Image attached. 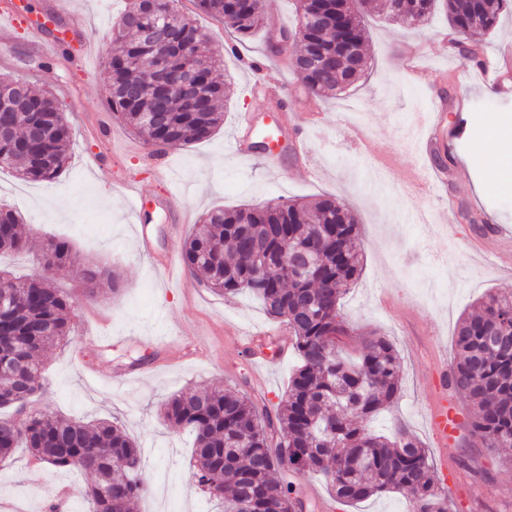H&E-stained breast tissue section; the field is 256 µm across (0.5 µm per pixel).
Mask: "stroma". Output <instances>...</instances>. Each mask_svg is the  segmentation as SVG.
Here are the masks:
<instances>
[{"instance_id":"obj_1","label":"stroma","mask_w":512,"mask_h":512,"mask_svg":"<svg viewBox=\"0 0 512 512\" xmlns=\"http://www.w3.org/2000/svg\"><path fill=\"white\" fill-rule=\"evenodd\" d=\"M185 13L222 51L219 76L229 88L221 104L224 122L209 139L187 147L158 152L124 127L106 101L107 62L115 46L108 37L124 9V0H22V19H0V74L34 89L52 91L65 108L72 128L71 155L64 172L50 182H25L8 169L0 170V202L16 209L32 239L29 253L0 259V266L23 275L34 271L41 245L49 236L68 238L79 256L55 279L58 288L79 298L83 268L105 266L119 272L121 296L81 302L72 341L43 356L50 379L47 402L59 413L84 420L108 419L120 425L139 445V472L148 494L139 512H217L197 487L190 465L192 439L175 432L157 414L159 402L188 387L239 386L259 406L274 408L288 387L297 359L293 336L283 323L268 318L253 295L216 294L183 282L188 272L170 277L134 239L133 191L151 203L149 231L156 250L180 251L182 237L170 234L171 214L156 200L162 186L152 173L165 164L180 187L182 202L201 217L217 207L261 206L271 200L314 202L324 196L342 201L359 224L363 268L341 300L345 331L341 348H359L368 333L388 338L400 356L401 391L394 406L376 415L370 427L389 432L403 423L424 445L437 468L454 470L474 501L461 512H512V464L504 453H492L470 434L433 447L423 414L433 391L427 383L435 350L455 357L453 329L486 292L512 294V276L481 259L462 211L471 218L512 226V188L495 189L492 151L477 150L470 130L492 126L512 114V94L488 85L478 69L461 56L444 51L448 22L434 14L426 26L409 27L385 15L366 17V67L357 87L333 98L307 95L293 73L292 54L278 53L269 33L295 23L293 0H269L265 24L236 50L226 47L221 23L196 12L192 0H182ZM85 15L88 26L70 35L67 48L49 56L31 48V21L45 35L65 32L64 11ZM96 51L79 62L80 41ZM416 47L426 65L451 76L449 105L466 102V128L453 151L456 163L468 167L469 181L449 180L452 204L427 190L415 168V146L421 137L419 118L429 93L405 69L402 48ZM276 75L288 88V124L306 129L307 113L323 115L321 127L306 129L308 159L298 166L289 154L276 164L241 159L230 148L240 112L252 109L246 88L258 74ZM368 128L370 151L351 144L353 127ZM101 163L89 168V154ZM275 331L282 355L265 343L238 348L237 330ZM108 340L91 345L92 331ZM198 342L203 356L178 361L180 346ZM153 364L139 382H121L127 367ZM107 375L95 381L94 372ZM90 483L77 470H58L20 451L11 466L0 469V512H44L47 502L67 495L78 503V492ZM298 491H311L305 512L317 503L331 512H407L404 493H388L348 506L334 501L324 480L316 475L298 479Z\"/></svg>"}]
</instances>
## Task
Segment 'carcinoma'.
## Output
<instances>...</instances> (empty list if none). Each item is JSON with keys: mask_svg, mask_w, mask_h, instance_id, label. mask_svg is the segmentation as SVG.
Wrapping results in <instances>:
<instances>
[{"mask_svg": "<svg viewBox=\"0 0 512 512\" xmlns=\"http://www.w3.org/2000/svg\"><path fill=\"white\" fill-rule=\"evenodd\" d=\"M293 27L301 53L323 51L331 71L307 77L308 93L335 96L354 87L363 72L365 29L362 11L347 26L318 27L302 17L321 10L336 20V0H295ZM198 9L240 38L260 29L268 0H196ZM373 8L421 26L442 12L460 54L482 65L485 45L477 32L493 31L500 15L512 14V0H381ZM349 40L358 62L336 60V36ZM119 50L108 62V103L136 136L150 129L158 148L187 146L210 139L220 127L226 85L213 72L219 59L209 38L169 0H128L112 30ZM169 52L170 80L154 84L147 68L155 53ZM199 67L200 93L180 95L176 80L186 68ZM0 169L11 168L25 181H51L64 170L71 127L60 102L48 90H32L0 77ZM315 247L311 266L288 272L289 247ZM358 224L344 204L323 197L311 205L287 201L279 208L244 206L204 214L184 240L182 256L189 273L227 296L248 292L267 315L286 323L298 358L284 397L273 412L259 413L245 393L233 388L192 389L159 405L175 430L194 435L193 476L203 492L234 512H294L297 490L288 476L321 475L344 504H357L392 492L407 495L410 512H451L448 494L429 452L404 429L388 437L369 431V420L392 405L400 389V360L385 337L366 338L346 358L336 348L342 326L340 300L360 275ZM30 249L20 215L0 204V253ZM76 262L66 239H49L41 272L17 278L0 269L10 302L0 310V464H11L20 449L57 468H77L94 477L82 492L84 512H130L147 488L137 478L141 449L109 420L67 418L44 403L47 377L42 355L68 342L76 302L55 288L51 276ZM259 264L281 274L256 278ZM83 298L92 303L117 296L119 274L108 268L83 270ZM512 329V295L490 293L454 330L457 353L448 387L475 410L470 435L493 451L512 448V343L500 336Z\"/></svg>", "mask_w": 512, "mask_h": 512, "instance_id": "carcinoma-1", "label": "carcinoma"}]
</instances>
